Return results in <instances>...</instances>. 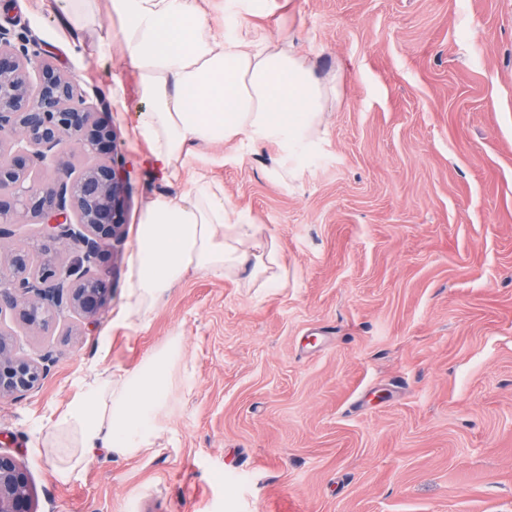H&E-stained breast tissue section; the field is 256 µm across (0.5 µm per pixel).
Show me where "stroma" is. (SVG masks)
I'll return each mask as SVG.
<instances>
[{"mask_svg": "<svg viewBox=\"0 0 512 512\" xmlns=\"http://www.w3.org/2000/svg\"><path fill=\"white\" fill-rule=\"evenodd\" d=\"M11 3L0 26L108 105L127 187L98 321L33 336L4 320L21 353L54 356L37 391L0 403L38 512H512V0H268L249 26L336 87L315 146L285 180L277 145L202 144L169 183L140 164L137 76L103 0L79 32L44 0ZM199 177L274 238L285 285L195 273L122 318L141 212ZM175 336L152 445L57 482L52 412Z\"/></svg>", "mask_w": 512, "mask_h": 512, "instance_id": "stroma-1", "label": "stroma"}]
</instances>
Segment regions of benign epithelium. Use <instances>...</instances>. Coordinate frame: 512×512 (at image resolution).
Returning <instances> with one entry per match:
<instances>
[{"label": "benign epithelium", "instance_id": "7a95c632", "mask_svg": "<svg viewBox=\"0 0 512 512\" xmlns=\"http://www.w3.org/2000/svg\"><path fill=\"white\" fill-rule=\"evenodd\" d=\"M117 134L73 74L40 42L0 27V315L10 310L33 334L71 312L93 324L109 295L104 263L124 236L126 186L114 156ZM94 158L80 171L72 147ZM37 224L34 246H10L11 226ZM53 357L19 354L0 327V403L38 390ZM0 512H37L31 473L0 449Z\"/></svg>", "mask_w": 512, "mask_h": 512}]
</instances>
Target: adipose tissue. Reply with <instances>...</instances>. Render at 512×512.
<instances>
[{
  "label": "adipose tissue",
  "mask_w": 512,
  "mask_h": 512,
  "mask_svg": "<svg viewBox=\"0 0 512 512\" xmlns=\"http://www.w3.org/2000/svg\"><path fill=\"white\" fill-rule=\"evenodd\" d=\"M204 2L106 3L122 22V42L138 76L134 131L148 145L151 166L169 181L181 179L182 158L200 143L275 142L300 155L312 146L330 102L304 57L271 46L259 32H240L242 12L261 0H225L221 35L209 25ZM260 234V225L230 220L223 190L201 179L178 198L152 201L137 226L126 314H147L191 271L220 277L246 269L263 287L282 285V276L268 272L276 249L262 260L243 247ZM178 356L177 344H170L117 387L102 373L78 383L47 442L58 458V482H70L99 450L129 455L149 446Z\"/></svg>",
  "instance_id": "adipose-tissue-1"
}]
</instances>
